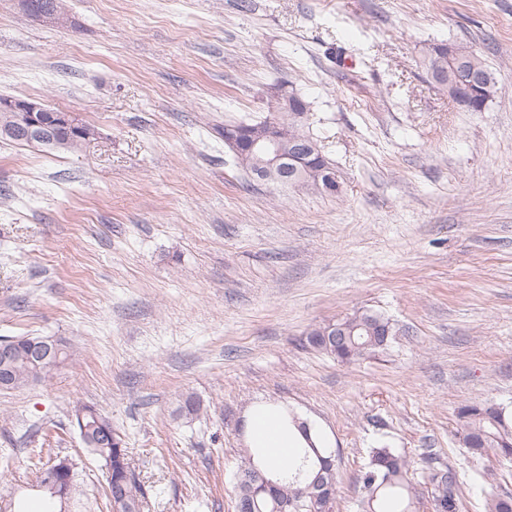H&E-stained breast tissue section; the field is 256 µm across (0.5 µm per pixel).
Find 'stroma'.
<instances>
[{"instance_id":"stroma-1","label":"stroma","mask_w":512,"mask_h":512,"mask_svg":"<svg viewBox=\"0 0 512 512\" xmlns=\"http://www.w3.org/2000/svg\"><path fill=\"white\" fill-rule=\"evenodd\" d=\"M66 25L0 0V98L75 112V153L0 139V336L77 352L45 384L0 391V496L47 512L38 459L100 463L70 422L112 419L143 512H235L242 422L257 401L311 418L336 455L334 512H359L372 449L406 455L434 512L427 455L460 512L512 495V460L473 459L461 405L512 408V0H62ZM465 42L499 91L469 112L430 84ZM288 82L339 191L247 183L224 126ZM371 310L399 330L350 363L301 345ZM197 416L180 417L187 395Z\"/></svg>"}]
</instances>
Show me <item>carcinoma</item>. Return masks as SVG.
Returning <instances> with one entry per match:
<instances>
[{
    "mask_svg": "<svg viewBox=\"0 0 512 512\" xmlns=\"http://www.w3.org/2000/svg\"><path fill=\"white\" fill-rule=\"evenodd\" d=\"M59 0H28L27 10L37 16H51ZM451 50L471 55L470 65L455 73L449 70ZM431 82L441 90L455 82L465 87L472 72L481 76L478 92L471 96L470 110L482 111L497 93V80L486 60L466 43L441 44L424 60ZM347 324L345 336L339 341L322 335L323 327L310 328L302 345L328 355L340 362H351L369 353L387 349L397 335L392 322L384 315L363 311L340 319ZM18 353L8 366L12 385L9 390H22L50 381L53 370L70 358L71 344L58 338L54 364L36 365L27 357L26 347L38 340L36 336L15 337ZM463 447L474 459L491 453L512 457V416L505 409L492 405H464L458 410ZM71 423L77 430L86 452L102 463L105 477L104 497L109 512H141L144 492L120 436L112 429L111 419L101 410L88 405L75 406ZM256 448L240 450L236 473V512H277L286 502V512H329L326 499L317 484L336 487V465L329 448L310 444L300 450L294 461L276 471L259 462ZM410 463L406 456L391 448H374L368 465L361 471V512H414L417 488L409 477ZM261 472L274 478L275 487L267 493L255 492L254 476ZM431 488L434 512H459L462 487L451 467H430L425 472ZM487 512H512V495H492L486 502Z\"/></svg>",
    "mask_w": 512,
    "mask_h": 512,
    "instance_id": "1",
    "label": "carcinoma"
}]
</instances>
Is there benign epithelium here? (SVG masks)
Returning <instances> with one entry per match:
<instances>
[{"instance_id":"7a95c632","label":"benign epithelium","mask_w":512,"mask_h":512,"mask_svg":"<svg viewBox=\"0 0 512 512\" xmlns=\"http://www.w3.org/2000/svg\"><path fill=\"white\" fill-rule=\"evenodd\" d=\"M273 112H286L288 119L278 117L269 121L259 133L244 127L241 137L249 144V151L259 162L254 170L270 179L271 172L290 171V175L307 173L315 175L316 187L328 188L335 181V170L329 166L318 146L298 133V126L307 122L309 117L306 102L296 93L290 94L285 86L274 87L270 101ZM47 111L44 105L31 98H14L0 101V112L7 113L8 120L0 123V138L37 140L47 145L55 144L51 131L42 121V113ZM57 126L65 131L75 132L80 138L85 127L79 117L72 112L57 114ZM55 351L54 339L49 337L34 342L28 349V356L39 363L50 360ZM70 463L50 464L41 475V489L51 491L56 497H65L68 484Z\"/></svg>"}]
</instances>
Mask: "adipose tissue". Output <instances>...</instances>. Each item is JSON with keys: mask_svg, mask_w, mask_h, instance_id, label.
Segmentation results:
<instances>
[{"mask_svg": "<svg viewBox=\"0 0 512 512\" xmlns=\"http://www.w3.org/2000/svg\"><path fill=\"white\" fill-rule=\"evenodd\" d=\"M316 447H328L326 435L319 427L302 433L297 425L288 421L287 407L273 402H258L248 410L243 426V443L249 448L262 449L266 465L281 466L291 459L296 449L307 441Z\"/></svg>", "mask_w": 512, "mask_h": 512, "instance_id": "obj_1", "label": "adipose tissue"}]
</instances>
